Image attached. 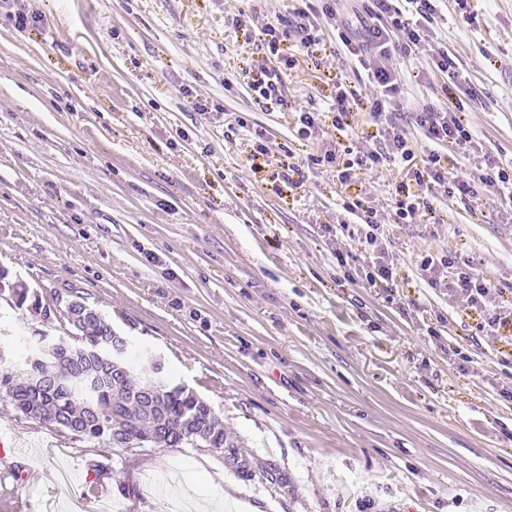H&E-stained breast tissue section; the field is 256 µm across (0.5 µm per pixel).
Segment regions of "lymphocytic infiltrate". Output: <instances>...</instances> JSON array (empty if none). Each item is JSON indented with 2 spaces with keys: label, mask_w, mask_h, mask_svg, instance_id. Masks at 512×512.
I'll return each mask as SVG.
<instances>
[{
  "label": "lymphocytic infiltrate",
  "mask_w": 512,
  "mask_h": 512,
  "mask_svg": "<svg viewBox=\"0 0 512 512\" xmlns=\"http://www.w3.org/2000/svg\"><path fill=\"white\" fill-rule=\"evenodd\" d=\"M349 0H330L323 9V15L333 20L336 42L346 58L360 67L368 82L370 112L379 116L387 109L400 104V70L402 58L426 52V42L431 24L437 15L435 0H406L415 8V18H407L401 9L392 5L391 0H362V10L354 20H337L340 7ZM310 8L306 0H290L287 27H280L272 21L258 22L257 28L270 55H277L278 46L289 33L299 37L297 48L310 54L325 44L327 30L309 22ZM292 58H285L282 65H258L249 84L256 102L265 109L274 111L287 107L283 81L284 68L292 67ZM356 94L344 84H337L336 95L327 113L303 111L298 116L301 135H311L323 123H331L338 132H347L351 126V109ZM416 122L423 127L430 140L436 143V150L416 155L406 133L400 128H390L382 133L386 144L383 150H359L348 157L335 152H326L322 162L335 167L340 184H350L358 170H373L384 164L399 165L403 177L395 188V214L400 223L413 224L422 217H433L435 209L432 196L441 186H451L460 195L473 197L484 191L496 195L502 208L512 210V173L491 155H484L481 165L465 178H450L447 166L448 156L440 152V145L446 144L464 150H471L473 137L461 111L445 107L426 110L416 115ZM348 212L357 214L364 226L362 239L366 249L371 250L372 261L365 280L369 286L393 279V266L386 260L380 247L381 224L377 212L364 205L363 201L347 203ZM419 275L428 287L437 288L449 284L468 308L484 314L487 331L499 335L502 329L512 327V306L498 302L503 291L491 280L475 274L469 265L452 257H427L419 265Z\"/></svg>",
  "instance_id": "1"
}]
</instances>
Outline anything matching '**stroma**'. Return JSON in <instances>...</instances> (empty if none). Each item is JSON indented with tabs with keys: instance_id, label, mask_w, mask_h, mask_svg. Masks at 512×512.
<instances>
[{
	"instance_id": "35a3bbf8",
	"label": "stroma",
	"mask_w": 512,
	"mask_h": 512,
	"mask_svg": "<svg viewBox=\"0 0 512 512\" xmlns=\"http://www.w3.org/2000/svg\"><path fill=\"white\" fill-rule=\"evenodd\" d=\"M435 25L470 88L408 83L381 123L460 105L477 142L512 159V0H442ZM286 0H0V266L46 302L82 296L129 343L213 407L249 463L205 448L80 442L0 398V512H512V337L417 277L450 255L512 289V222L488 193H439L434 221L398 224L397 168L340 185L312 162L333 147L383 148L367 109L353 140L305 138L343 63L295 55L286 110L248 86L247 43ZM37 12L17 31L7 14ZM244 24L233 28L231 19ZM206 111H199V104ZM271 162L254 165L258 145ZM306 176L291 189L283 163ZM373 207L392 282L367 286L347 198ZM0 301V346L54 330Z\"/></svg>"
}]
</instances>
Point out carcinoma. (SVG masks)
<instances>
[{
	"label": "carcinoma",
	"instance_id": "cac0c4a2",
	"mask_svg": "<svg viewBox=\"0 0 512 512\" xmlns=\"http://www.w3.org/2000/svg\"><path fill=\"white\" fill-rule=\"evenodd\" d=\"M0 300L10 307L31 309L43 320L52 309L36 290L13 278L3 280ZM80 327L60 313V340L70 351L62 361L49 352L43 333H34L35 356L45 363L29 377L0 369V397L12 406L41 411L39 423L53 426L78 440L106 441L114 448H234L224 424L211 405L193 390L175 384L162 372L149 382L140 381L126 362L112 364V345L126 348V340L84 298ZM66 370L54 382L57 368Z\"/></svg>",
	"mask_w": 512,
	"mask_h": 512
}]
</instances>
